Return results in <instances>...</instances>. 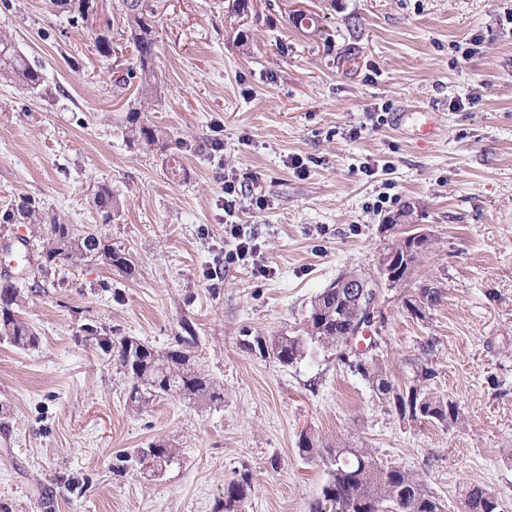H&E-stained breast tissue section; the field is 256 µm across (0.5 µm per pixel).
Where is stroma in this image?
I'll return each mask as SVG.
<instances>
[{
  "label": "stroma",
  "instance_id": "stroma-1",
  "mask_svg": "<svg viewBox=\"0 0 512 512\" xmlns=\"http://www.w3.org/2000/svg\"><path fill=\"white\" fill-rule=\"evenodd\" d=\"M155 2L146 102L112 90L114 72L138 66L118 0H96L112 23L108 58L55 0H0V34L44 74L34 92L0 80V277L39 338L29 350L0 342V512H216L244 475L242 512H311L327 465L299 457L305 429L421 474L441 512H464L473 485L512 512V0H307L317 35L283 0H248L244 13L233 0ZM132 111L164 131L168 152L130 144ZM429 116L437 135L423 141ZM232 169L256 175L268 201L238 213L257 227L265 278L214 271ZM102 184L119 203L109 224L92 204ZM385 191L392 203L373 210ZM24 203L96 228L132 272L92 258L43 267L38 226L14 218ZM410 231L429 247L379 289L377 353L407 384L435 338L430 390L460 410L447 428L400 418L336 350L285 366L253 346L300 330L341 271L376 275ZM18 233L31 259L15 266ZM425 288L438 299L412 315ZM88 327L161 350L192 334L223 403L164 397L132 412L129 380L83 342ZM159 440L175 450L166 465L114 472L116 454Z\"/></svg>",
  "mask_w": 512,
  "mask_h": 512
}]
</instances>
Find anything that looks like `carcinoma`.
I'll return each instance as SVG.
<instances>
[{
  "mask_svg": "<svg viewBox=\"0 0 512 512\" xmlns=\"http://www.w3.org/2000/svg\"><path fill=\"white\" fill-rule=\"evenodd\" d=\"M58 7L74 24H89L96 16L95 0H56ZM124 11L125 34L138 53V68L112 80L113 86L124 88L138 81L140 95L153 94V61L155 56L156 8L152 0H119ZM0 78L25 89L34 90L43 83L42 69L19 52L12 40L0 35ZM129 139L144 148L166 150L162 130L139 121L132 113L128 128ZM93 207L102 224L112 223L118 204L112 191L100 186L94 193ZM22 219L39 225L43 239L41 257L46 264L77 262L96 257L102 263L122 272L132 269L126 255L112 249L94 232L62 224L55 218L42 223L41 216L26 209ZM428 246V239L416 241L401 237L387 248L380 264L394 274L389 279L397 284L413 268ZM347 281L363 286L360 297L351 295L346 288L335 285L324 289L310 302L303 319L304 335L277 336L271 340L256 339L259 350L284 366L304 359L317 348L338 346L349 336H356L361 327L371 323L376 309L378 284L355 271H345L336 282ZM20 292L11 280L0 282V341L19 349H31L38 344L32 327L20 316ZM86 343L108 352L112 361L131 379L127 397L129 408L141 411L159 397H178L200 403L218 404L224 401V389L202 373L192 352L186 348L161 351L127 336L86 337ZM435 341L430 339L420 346L421 354L415 361L416 375L410 385H396L386 375L379 358L374 354L340 353L339 357L363 381L375 390L380 399L393 406L401 417L427 420L448 427L459 420L458 405L451 400L430 395L428 386L436 377L432 367ZM151 460L166 464L175 449L163 441L149 446ZM298 454L304 459L325 457L330 464L328 478L322 488V497L311 506V512H440V504L428 491L421 475L400 466L379 462L368 448L333 447L323 443L320 436L305 431L298 437ZM250 483L248 479L231 481L224 486V500L217 512H235L245 501ZM465 512H501L499 499L481 486L467 488L464 494Z\"/></svg>",
  "mask_w": 512,
  "mask_h": 512,
  "instance_id": "carcinoma-1",
  "label": "carcinoma"
}]
</instances>
